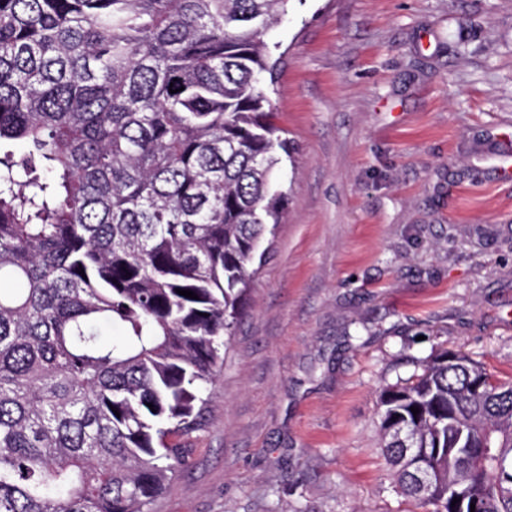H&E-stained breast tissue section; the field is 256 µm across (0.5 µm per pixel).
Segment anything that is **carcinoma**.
<instances>
[{"label": "carcinoma", "mask_w": 512, "mask_h": 512, "mask_svg": "<svg viewBox=\"0 0 512 512\" xmlns=\"http://www.w3.org/2000/svg\"><path fill=\"white\" fill-rule=\"evenodd\" d=\"M289 2L0 0V512H151L188 466L287 201ZM378 406L397 493L512 512L511 378L442 350Z\"/></svg>", "instance_id": "obj_1"}]
</instances>
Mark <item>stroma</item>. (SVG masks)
Here are the masks:
<instances>
[{
	"instance_id": "obj_1",
	"label": "stroma",
	"mask_w": 512,
	"mask_h": 512,
	"mask_svg": "<svg viewBox=\"0 0 512 512\" xmlns=\"http://www.w3.org/2000/svg\"><path fill=\"white\" fill-rule=\"evenodd\" d=\"M266 41L288 207L155 512H421L380 391L443 349L512 376V0H293Z\"/></svg>"
}]
</instances>
